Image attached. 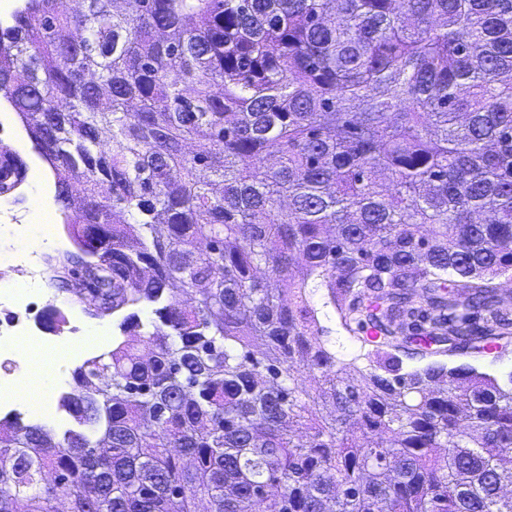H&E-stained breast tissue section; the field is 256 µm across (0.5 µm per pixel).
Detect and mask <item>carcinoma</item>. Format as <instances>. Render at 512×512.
Listing matches in <instances>:
<instances>
[{"instance_id":"1","label":"carcinoma","mask_w":512,"mask_h":512,"mask_svg":"<svg viewBox=\"0 0 512 512\" xmlns=\"http://www.w3.org/2000/svg\"><path fill=\"white\" fill-rule=\"evenodd\" d=\"M83 4L0 24V93L82 225L62 269L100 315L197 304L73 370L106 451L0 429V512H512V372L402 373L392 331L362 369L312 304L423 303L422 340L476 357L509 333L512 0Z\"/></svg>"}]
</instances>
